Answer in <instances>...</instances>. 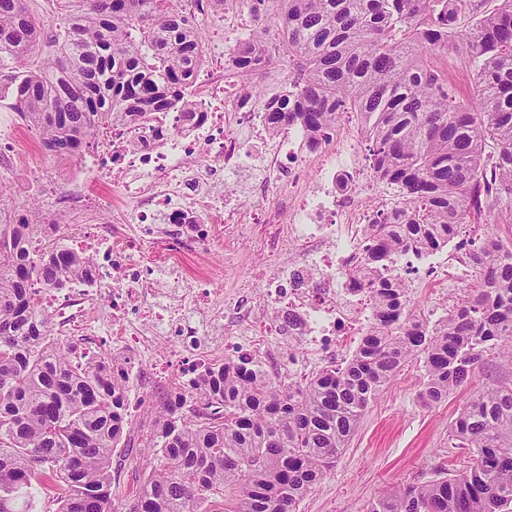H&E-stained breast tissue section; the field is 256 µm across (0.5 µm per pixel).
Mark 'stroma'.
<instances>
[{
    "label": "stroma",
    "mask_w": 512,
    "mask_h": 512,
    "mask_svg": "<svg viewBox=\"0 0 512 512\" xmlns=\"http://www.w3.org/2000/svg\"><path fill=\"white\" fill-rule=\"evenodd\" d=\"M13 137L23 142L38 135L5 96L0 98V210L26 214L36 207L46 214L53 196L81 193V186L64 175L67 160L47 156L41 148L35 147L26 161L13 163L3 147ZM261 234L259 225L244 223L238 227L235 254H225L216 245L208 250L209 271L225 292L244 281L251 282L253 292H261V283L254 279ZM424 378L423 358L403 367L362 415L348 448L297 512H366L368 503L383 492L467 465L466 451L448 445L449 424L473 387L512 383V367L490 361L473 387L457 390L433 407L419 399Z\"/></svg>",
    "instance_id": "1"
}]
</instances>
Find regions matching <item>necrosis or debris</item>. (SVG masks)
Here are the masks:
<instances>
[{
	"instance_id": "4bbe7bcc",
	"label": "necrosis or debris",
	"mask_w": 512,
	"mask_h": 512,
	"mask_svg": "<svg viewBox=\"0 0 512 512\" xmlns=\"http://www.w3.org/2000/svg\"><path fill=\"white\" fill-rule=\"evenodd\" d=\"M237 71L229 55L204 61L186 92L191 110L155 112L98 133L70 174L90 191L53 207L61 216L84 215L68 248L91 258L92 277L39 289L35 308L71 345L75 366L111 343L112 371L129 385V418L148 387L189 383L221 357L305 377L357 348L376 321L377 279L422 278L439 304L470 272L467 253L452 244L421 266L402 254L380 277L360 275L369 226L394 203L370 176L350 115L311 146L301 126L268 122ZM244 172L251 175L247 211L215 186ZM246 219L264 227L258 298L244 284L225 294L198 260L215 241L233 251ZM103 296L111 305L106 318L96 311ZM274 338L286 340L289 353L272 358ZM166 339L172 348H162Z\"/></svg>"
}]
</instances>
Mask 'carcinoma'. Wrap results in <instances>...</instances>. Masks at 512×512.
<instances>
[{
  "label": "carcinoma",
  "instance_id": "carcinoma-1",
  "mask_svg": "<svg viewBox=\"0 0 512 512\" xmlns=\"http://www.w3.org/2000/svg\"><path fill=\"white\" fill-rule=\"evenodd\" d=\"M181 0H56L64 23L42 56V18L28 0H0V86L55 158L82 156L105 128L180 100L203 57ZM268 12L276 43L239 41L247 93L276 53L299 82L265 101L268 121L312 136L360 117L375 178L399 189L391 218L370 225L371 270L407 251L448 245L472 214L512 210V0H242ZM475 63L464 102L448 55ZM40 225L0 224V512H117L112 455L125 428L128 383L99 360L78 369L35 315L31 285L63 288L91 259L39 250ZM472 285L435 325L377 297V323L341 368L285 384L222 362L196 388L176 385L143 437L148 474L124 512H296L349 442L366 409L414 357L427 406L469 384L489 358L512 365V238L470 250ZM471 453L450 477L399 487L367 512H512V385L473 392L451 424ZM62 487L39 501L33 486Z\"/></svg>",
  "mask_w": 512,
  "mask_h": 512
}]
</instances>
